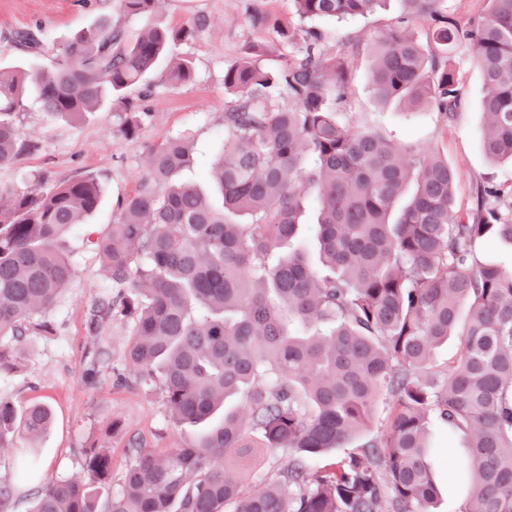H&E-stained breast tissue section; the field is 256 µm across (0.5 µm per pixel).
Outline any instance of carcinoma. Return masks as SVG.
<instances>
[{
  "label": "carcinoma",
  "mask_w": 512,
  "mask_h": 512,
  "mask_svg": "<svg viewBox=\"0 0 512 512\" xmlns=\"http://www.w3.org/2000/svg\"><path fill=\"white\" fill-rule=\"evenodd\" d=\"M385 0H290L296 23L270 22L291 46L270 67L259 47L224 68V143L209 171L223 194L213 208L196 184L177 181L192 148L172 138L151 149L136 191L117 201L118 219L100 244L115 298L92 310L94 327L118 316L135 326L129 360L135 378L161 390L172 422L206 421L227 399L219 426L182 448L138 451L120 490L99 509L96 490L112 472L101 448L84 450L87 476L49 480L33 512H430V422L469 435L471 491L460 512H512V271L481 256L490 236L512 243L501 189L480 190L476 208L454 207L448 160L403 149L338 120L354 79V44L325 54L309 22L375 12ZM403 13L369 46V79L380 101H428L444 118L461 102L448 50L476 48L489 88L482 147L512 163V0H488L486 16L462 23L445 0H400ZM155 0H120L126 15H148ZM429 24L423 45L410 24ZM202 16L178 28L149 24L132 36L102 21L59 48L49 68L0 69V165L39 150L20 131L23 97L71 118L115 105L120 132L135 137L150 117L142 85L170 58L168 81L194 80L192 62L170 47L193 40ZM13 47L36 55L41 29L15 31ZM285 95L288 104H273ZM320 205L318 261L299 245L302 195ZM99 180L43 170L24 191L0 192V367L23 351L34 318L47 313L75 268L62 238L95 212ZM455 336L456 358L430 376L435 349ZM395 414L380 437L309 473L304 461L345 448L368 428L378 398ZM51 410L23 412L0 398V447L15 427L32 439ZM263 447L288 463L245 493L228 464Z\"/></svg>",
  "instance_id": "carcinoma-1"
}]
</instances>
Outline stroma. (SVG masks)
<instances>
[{"label":"stroma","instance_id":"35a3bbf8","mask_svg":"<svg viewBox=\"0 0 512 512\" xmlns=\"http://www.w3.org/2000/svg\"><path fill=\"white\" fill-rule=\"evenodd\" d=\"M256 9L284 24L292 18L289 0H159L149 19L152 23L178 27L202 15L207 26L196 40L175 48L194 64L192 83L170 88L161 68L148 76L151 93L146 105L151 116L137 137L120 134L123 115L113 106L64 120L42 112L33 94L24 97L20 128L40 143L41 150L0 166V188L25 189L33 173L47 169L60 178L96 175L102 196L96 212L63 242L76 274L45 315L52 333L29 336L24 357L14 367L0 370V398L20 410L40 403L52 411L45 434L32 441L16 432L13 447L0 450V483L12 488V512H30L37 490L49 479L82 473L85 449L109 451L112 480L107 489L112 492L120 488L137 448L162 453L192 441L198 433L195 427L171 422L158 390L135 383L127 360L133 320L91 326L95 303L114 293L99 244L112 231L116 197L136 191L150 148L175 137L192 147V160L182 179L196 182L212 205L222 208L223 197L208 168L224 142V67L242 57L251 44L265 48L267 64L285 63L290 55L272 32L250 25L248 15ZM400 12L399 0H388L373 14L321 23L323 48L332 51L338 41L349 38L369 40ZM105 18L125 20L132 30L144 22L124 18L119 0H0V65H51L63 44ZM38 24L45 46L40 56L27 57L3 39L6 33ZM448 61L462 86V103L452 119L443 118L428 104L412 107L376 99L363 48L351 57L355 72L351 102L339 119L346 126L375 130L402 146L426 147L446 158L455 176V206L465 212L475 207L479 186L493 182L512 187V166L490 162L482 149L481 104L486 89L470 47L450 50ZM429 433V462L437 486L433 510L459 512L470 488L467 437L435 425Z\"/></svg>","mask_w":512,"mask_h":512}]
</instances>
